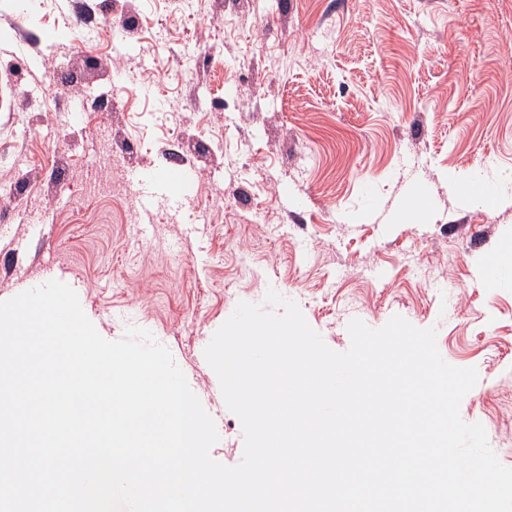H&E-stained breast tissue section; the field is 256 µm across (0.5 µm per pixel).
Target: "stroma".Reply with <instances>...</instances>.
<instances>
[{
  "label": "stroma",
  "mask_w": 512,
  "mask_h": 512,
  "mask_svg": "<svg viewBox=\"0 0 512 512\" xmlns=\"http://www.w3.org/2000/svg\"><path fill=\"white\" fill-rule=\"evenodd\" d=\"M26 1L0 0V301L59 280L103 338L150 331L226 465L204 350L239 302L275 290L336 352L399 315L477 368L461 416L512 467V0ZM177 163L194 198L141 234L134 172Z\"/></svg>",
  "instance_id": "obj_1"
}]
</instances>
